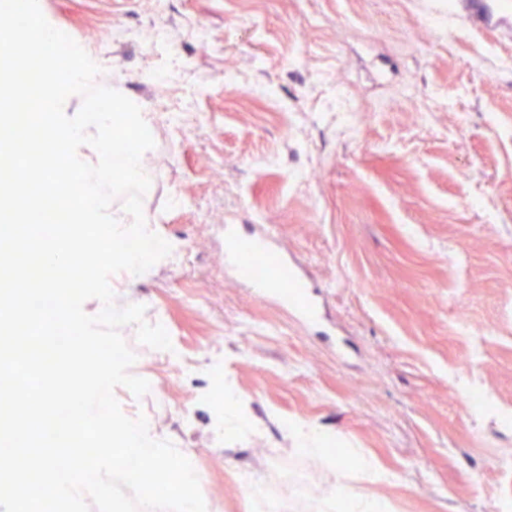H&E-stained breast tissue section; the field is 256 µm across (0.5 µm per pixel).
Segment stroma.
<instances>
[{
  "label": "stroma",
  "instance_id": "1",
  "mask_svg": "<svg viewBox=\"0 0 512 512\" xmlns=\"http://www.w3.org/2000/svg\"><path fill=\"white\" fill-rule=\"evenodd\" d=\"M435 3L39 0L153 118L143 212L183 253L109 283L115 306L164 318L172 348L121 327L129 372L152 391L114 395L190 460L207 512H264L237 482L245 471L263 472L288 512H345L341 484L393 512H498L512 498V38L459 9L445 30L426 27ZM310 12L322 27L306 25ZM115 27L123 43L103 39ZM228 72L240 90H225ZM405 83L439 108L398 101L342 136L327 109L336 87L371 100ZM168 108L187 113L180 130ZM476 195L482 207L469 206ZM228 224L278 230L321 290V329L225 273ZM222 375L261 427L218 444L206 396ZM473 386L500 414L469 409ZM287 419L346 456L293 452ZM364 457L381 477L360 472Z\"/></svg>",
  "mask_w": 512,
  "mask_h": 512
}]
</instances>
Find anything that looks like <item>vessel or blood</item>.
Masks as SVG:
<instances>
[{
    "instance_id": "vessel-or-blood-1",
    "label": "vessel or blood",
    "mask_w": 512,
    "mask_h": 512,
    "mask_svg": "<svg viewBox=\"0 0 512 512\" xmlns=\"http://www.w3.org/2000/svg\"><path fill=\"white\" fill-rule=\"evenodd\" d=\"M464 4L465 17L472 27L512 35V0H464ZM224 243V264L239 281L257 295H277L304 323H316L315 292L299 271L289 267L272 228L245 233L238 225L228 224L224 227Z\"/></svg>"
}]
</instances>
